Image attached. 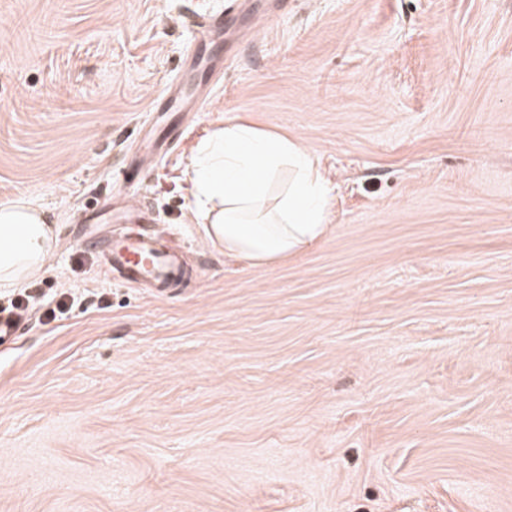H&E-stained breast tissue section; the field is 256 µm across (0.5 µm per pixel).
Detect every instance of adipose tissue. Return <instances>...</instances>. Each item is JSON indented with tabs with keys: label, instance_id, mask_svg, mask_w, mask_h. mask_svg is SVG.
Instances as JSON below:
<instances>
[{
	"label": "adipose tissue",
	"instance_id": "1",
	"mask_svg": "<svg viewBox=\"0 0 512 512\" xmlns=\"http://www.w3.org/2000/svg\"><path fill=\"white\" fill-rule=\"evenodd\" d=\"M288 184L274 205L270 186L281 169ZM193 210L213 245L255 266L278 263L318 244L330 228L328 180L299 142L247 123L227 125L191 163ZM59 246V229L35 203L0 204V287L38 276Z\"/></svg>",
	"mask_w": 512,
	"mask_h": 512
}]
</instances>
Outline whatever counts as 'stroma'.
<instances>
[{"label":"stroma","instance_id":"obj_1","mask_svg":"<svg viewBox=\"0 0 512 512\" xmlns=\"http://www.w3.org/2000/svg\"><path fill=\"white\" fill-rule=\"evenodd\" d=\"M224 73L138 183L196 15ZM241 117L296 139L331 228L271 266L199 232L188 170ZM177 229L157 299L78 219ZM61 243L0 307V512H512V0H0V202ZM68 311L46 314L60 298Z\"/></svg>","mask_w":512,"mask_h":512}]
</instances>
